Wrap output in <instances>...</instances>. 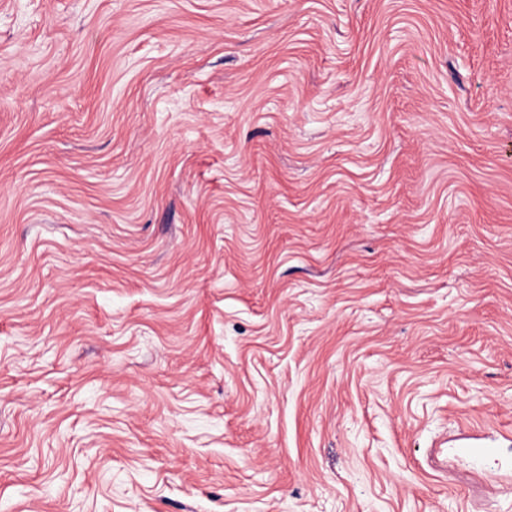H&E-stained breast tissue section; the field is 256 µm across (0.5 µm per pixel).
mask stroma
I'll use <instances>...</instances> for the list:
<instances>
[{
	"instance_id": "1",
	"label": "stroma",
	"mask_w": 512,
	"mask_h": 512,
	"mask_svg": "<svg viewBox=\"0 0 512 512\" xmlns=\"http://www.w3.org/2000/svg\"><path fill=\"white\" fill-rule=\"evenodd\" d=\"M0 512H512V0H0Z\"/></svg>"
}]
</instances>
